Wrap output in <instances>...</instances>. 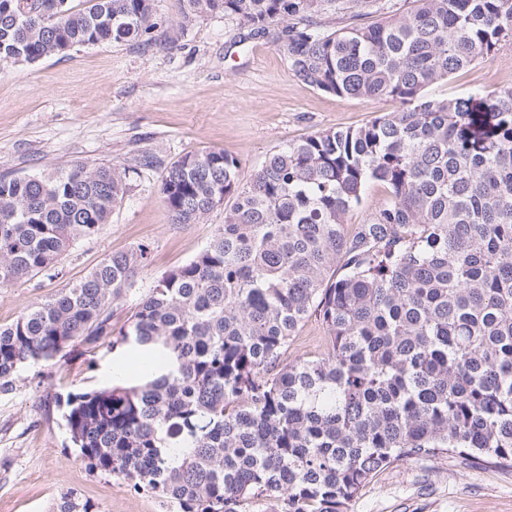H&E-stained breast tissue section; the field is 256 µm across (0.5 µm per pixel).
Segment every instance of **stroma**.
I'll list each match as a JSON object with an SVG mask.
<instances>
[{
  "label": "stroma",
  "mask_w": 512,
  "mask_h": 512,
  "mask_svg": "<svg viewBox=\"0 0 512 512\" xmlns=\"http://www.w3.org/2000/svg\"><path fill=\"white\" fill-rule=\"evenodd\" d=\"M151 43H100L34 64L0 63V175L24 177L82 162L129 168V190L94 237L38 274L0 288V325L72 287L108 256L140 245L150 259L113 308L120 328L163 272L193 259L224 222L223 208L197 224H176L161 193L170 165L216 150L249 180L273 151L327 130L361 126L398 108L389 99L336 97L298 80L273 37L249 36L215 13L185 23L184 0H152ZM411 0H347L323 14L333 30L402 13ZM512 86V40L494 54L427 88L453 98ZM111 338L70 347L66 357L22 370L0 394V512H52L76 491L95 512H174L115 477L88 469L68 447L54 397L110 385L118 357ZM347 512H512V470L465 466L448 457L395 462L369 481Z\"/></svg>",
  "instance_id": "35a3bbf8"
}]
</instances>
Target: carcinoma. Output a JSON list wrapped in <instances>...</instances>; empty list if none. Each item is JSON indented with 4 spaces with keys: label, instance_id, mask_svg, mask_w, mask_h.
Here are the masks:
<instances>
[{
    "label": "carcinoma",
    "instance_id": "carcinoma-1",
    "mask_svg": "<svg viewBox=\"0 0 512 512\" xmlns=\"http://www.w3.org/2000/svg\"><path fill=\"white\" fill-rule=\"evenodd\" d=\"M264 36L300 81L400 103L273 152L251 180L222 151L187 154L161 191L175 224L224 201V224L164 272L112 345L167 372L69 393L80 460L178 512H346L390 464L443 455L512 470V87L434 99L429 86L512 38V0H413L401 15L323 30L338 0H186ZM151 0H0V61L152 40ZM386 201L350 224L367 187ZM129 169L76 164L0 177V288L52 276L110 223ZM141 245L0 326V393L17 374L112 333V306L148 264ZM323 356L282 364L306 319ZM55 512H93L77 493Z\"/></svg>",
    "mask_w": 512,
    "mask_h": 512
}]
</instances>
